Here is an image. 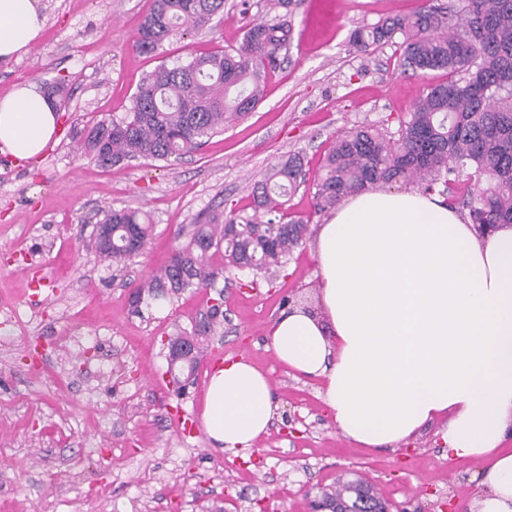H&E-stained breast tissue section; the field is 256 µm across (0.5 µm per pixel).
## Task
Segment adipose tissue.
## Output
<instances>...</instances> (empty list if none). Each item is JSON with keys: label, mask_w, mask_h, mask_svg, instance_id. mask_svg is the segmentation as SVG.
Segmentation results:
<instances>
[{"label": "adipose tissue", "mask_w": 512, "mask_h": 512, "mask_svg": "<svg viewBox=\"0 0 512 512\" xmlns=\"http://www.w3.org/2000/svg\"><path fill=\"white\" fill-rule=\"evenodd\" d=\"M45 21L40 0H0V63L24 57ZM56 120L41 87H16L0 97V151L35 159ZM314 247L322 309L282 313L277 360L320 379L338 431L367 447L446 419L449 455L485 462L475 512H512V224L482 233L438 196L379 187L343 201ZM276 409L267 375L240 358L212 372L201 419L234 453Z\"/></svg>", "instance_id": "adipose-tissue-1"}]
</instances>
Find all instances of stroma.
I'll list each match as a JSON object with an SVG mask.
<instances>
[{
  "label": "stroma",
  "instance_id": "1",
  "mask_svg": "<svg viewBox=\"0 0 512 512\" xmlns=\"http://www.w3.org/2000/svg\"><path fill=\"white\" fill-rule=\"evenodd\" d=\"M266 0H226L204 30L178 35L155 55L134 41L150 0H41L47 23L17 62L0 65V96L23 82L66 77L68 102L54 139L36 161L0 152V512H310L318 486L358 472L378 484L394 512H471L484 488L480 463L448 457L443 424L408 442L368 448L344 438L319 395L321 382L294 375L275 357L269 332L287 307L319 309V262L312 243L273 281L225 269L215 288L130 310L128 294L161 267L177 225L210 208L249 207L254 180L281 157L303 154L310 176L289 201L310 229L313 176L336 137L412 110L442 72L407 77L402 49L353 53L349 34L420 0H303L290 52L247 118L225 126L200 150L167 162L133 160L109 170L81 150L92 125L121 118L142 79L161 63L238 46ZM141 209L150 244L126 266L89 246L102 210ZM53 294L30 304L31 282ZM222 302L217 334L194 386L175 397L166 375L169 337L191 332ZM247 357L270 381L278 414L253 447L224 453L205 432L179 434L173 406L202 413L214 370L206 357Z\"/></svg>",
  "mask_w": 512,
  "mask_h": 512
}]
</instances>
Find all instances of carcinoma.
<instances>
[{
  "label": "carcinoma",
  "mask_w": 512,
  "mask_h": 512,
  "mask_svg": "<svg viewBox=\"0 0 512 512\" xmlns=\"http://www.w3.org/2000/svg\"><path fill=\"white\" fill-rule=\"evenodd\" d=\"M302 0H275V14L254 22L239 46L195 53L160 64L132 96L129 112L95 123L84 154L102 168L127 161H166L199 150L210 138L253 111L267 75L289 52L293 18ZM224 12V0H151L135 48L151 54L178 31L203 28ZM404 47L400 74L448 73L431 84L398 128L364 125L336 136L313 193L315 212L377 185L415 183L468 211L481 229L512 224V0H461L445 5L423 0L411 15L387 17L354 30V53L369 55L396 41ZM304 158L282 157L255 181L251 211L229 216L214 210L204 224L181 225L183 239L163 268L141 280L129 300L144 304L172 299L188 289L213 288L224 276L211 251L253 277L286 265L307 239L308 224L287 218L288 201L304 182ZM152 224L141 209H108L95 225L91 244L105 262L137 255L132 241L147 244ZM220 325L219 309L200 321L187 340ZM329 512H387L389 501L362 477L338 480L315 497Z\"/></svg>",
  "instance_id": "cac0c4a2"
}]
</instances>
